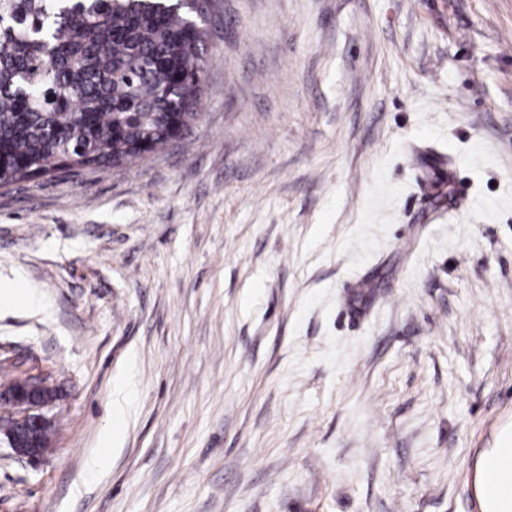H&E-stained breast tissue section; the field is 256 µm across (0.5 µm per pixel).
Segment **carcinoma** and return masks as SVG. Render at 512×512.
<instances>
[{"label":"carcinoma","instance_id":"carcinoma-1","mask_svg":"<svg viewBox=\"0 0 512 512\" xmlns=\"http://www.w3.org/2000/svg\"><path fill=\"white\" fill-rule=\"evenodd\" d=\"M208 0H0V187L120 165L197 117Z\"/></svg>","mask_w":512,"mask_h":512}]
</instances>
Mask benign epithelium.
<instances>
[{"instance_id":"obj_1","label":"benign epithelium","mask_w":512,"mask_h":512,"mask_svg":"<svg viewBox=\"0 0 512 512\" xmlns=\"http://www.w3.org/2000/svg\"><path fill=\"white\" fill-rule=\"evenodd\" d=\"M56 400V390L38 375H28L25 383L0 392V409L5 410V417L13 423V430L6 434V442L16 457L34 461L47 452L49 442L41 431L52 422L41 409Z\"/></svg>"}]
</instances>
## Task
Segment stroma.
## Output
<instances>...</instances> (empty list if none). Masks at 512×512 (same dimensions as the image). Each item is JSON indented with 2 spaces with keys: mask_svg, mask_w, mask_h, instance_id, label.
<instances>
[{
  "mask_svg": "<svg viewBox=\"0 0 512 512\" xmlns=\"http://www.w3.org/2000/svg\"><path fill=\"white\" fill-rule=\"evenodd\" d=\"M197 120L0 189V512H483L512 431V0H209ZM25 378L27 381L22 376L13 378L8 385L17 387L7 392H4L5 388L1 389L0 409L7 410L5 417L10 418L14 425L13 430L6 434L8 448L16 457L34 461L43 457L50 447L46 440L51 430L46 426L52 425V422L40 410L55 403L57 394L45 378L38 375H27ZM44 427L43 437L46 440L41 435Z\"/></svg>",
  "mask_w": 512,
  "mask_h": 512,
  "instance_id": "obj_1",
  "label": "stroma"
}]
</instances>
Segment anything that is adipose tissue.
<instances>
[{
    "label": "adipose tissue",
    "mask_w": 512,
    "mask_h": 512,
    "mask_svg": "<svg viewBox=\"0 0 512 512\" xmlns=\"http://www.w3.org/2000/svg\"><path fill=\"white\" fill-rule=\"evenodd\" d=\"M481 468L486 474L480 486L483 512H512V432L485 453Z\"/></svg>",
    "instance_id": "obj_1"
}]
</instances>
